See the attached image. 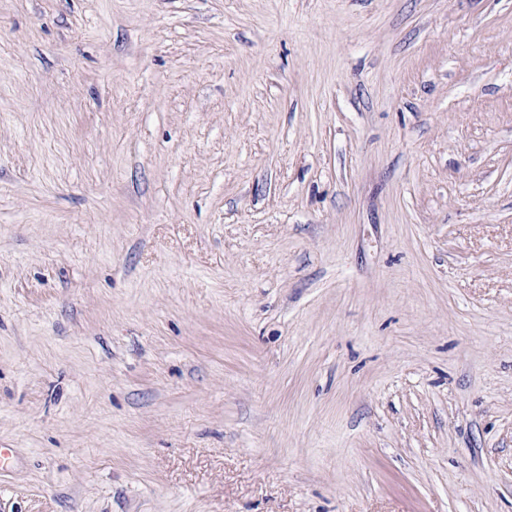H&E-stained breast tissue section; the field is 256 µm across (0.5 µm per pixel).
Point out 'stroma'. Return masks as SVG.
<instances>
[{
  "label": "stroma",
  "mask_w": 512,
  "mask_h": 512,
  "mask_svg": "<svg viewBox=\"0 0 512 512\" xmlns=\"http://www.w3.org/2000/svg\"><path fill=\"white\" fill-rule=\"evenodd\" d=\"M0 512H512V0H0Z\"/></svg>",
  "instance_id": "1"
}]
</instances>
